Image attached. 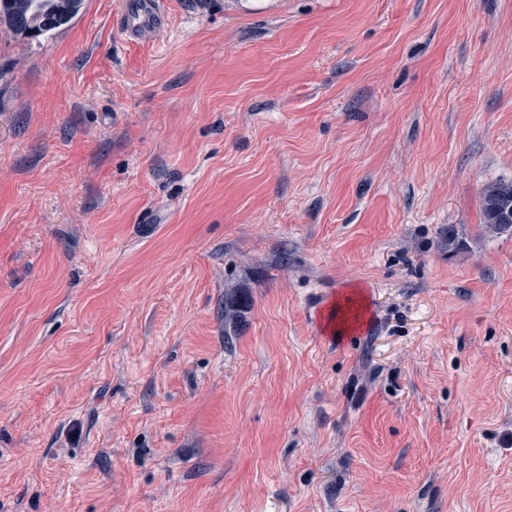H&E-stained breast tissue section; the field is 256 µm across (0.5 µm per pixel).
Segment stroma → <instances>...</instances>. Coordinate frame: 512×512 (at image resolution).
Returning <instances> with one entry per match:
<instances>
[{
  "instance_id": "stroma-1",
  "label": "stroma",
  "mask_w": 512,
  "mask_h": 512,
  "mask_svg": "<svg viewBox=\"0 0 512 512\" xmlns=\"http://www.w3.org/2000/svg\"><path fill=\"white\" fill-rule=\"evenodd\" d=\"M122 2L0 25V512H512V0ZM163 0L123 1L121 27L124 35L132 42L154 36L167 21ZM506 208L508 221L503 216ZM482 210L486 223L482 224L485 233H512V182H500L491 186L483 195Z\"/></svg>"
}]
</instances>
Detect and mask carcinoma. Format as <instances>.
I'll return each mask as SVG.
<instances>
[{
	"label": "carcinoma",
	"mask_w": 512,
	"mask_h": 512,
	"mask_svg": "<svg viewBox=\"0 0 512 512\" xmlns=\"http://www.w3.org/2000/svg\"><path fill=\"white\" fill-rule=\"evenodd\" d=\"M83 0H0V24L27 39H37L67 26ZM483 230L512 233V182L491 186L483 195Z\"/></svg>",
	"instance_id": "1"
}]
</instances>
